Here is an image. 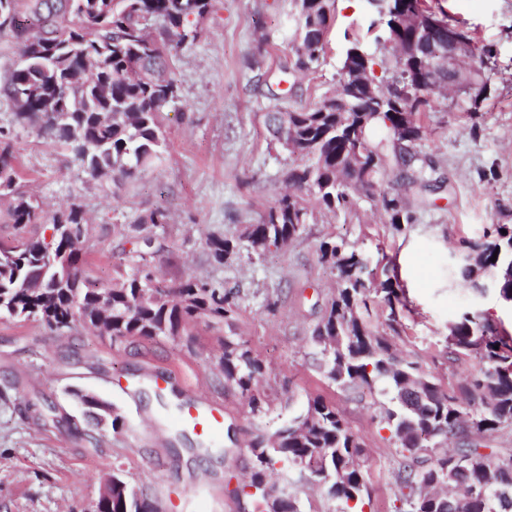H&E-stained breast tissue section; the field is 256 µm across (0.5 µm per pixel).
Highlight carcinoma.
Listing matches in <instances>:
<instances>
[{
  "instance_id": "cac0c4a2",
  "label": "carcinoma",
  "mask_w": 512,
  "mask_h": 512,
  "mask_svg": "<svg viewBox=\"0 0 512 512\" xmlns=\"http://www.w3.org/2000/svg\"><path fill=\"white\" fill-rule=\"evenodd\" d=\"M416 0H394L396 13L381 28L395 33L399 50L389 59L384 86L390 101L409 108L414 130L398 134L399 110H381L360 101L336 111V96L300 109L275 108L267 113L273 140L294 156L283 171L288 192L267 208L257 224L236 237L214 236L208 255L224 265L246 250L260 254L299 236L317 205L329 212L351 210L356 198L378 199L387 223L400 232L412 214L400 194L381 189L386 172L404 178L416 161L413 146L422 138L419 114L431 108V95L448 79L434 65L435 53L448 39V23L430 12L435 28L416 34L393 26L414 9ZM298 15L295 70L314 68L324 53L336 19V0H294ZM13 12L24 8L36 21L35 33L21 41V63L0 89L15 107L20 127L36 129L44 138L71 151L93 178L108 175L115 183L135 180L159 158L165 139L162 113L178 98L172 72V50L195 40L190 19L209 13L212 0H0ZM55 52V65L41 54ZM485 91L479 69L468 70L456 86ZM358 150L373 165L355 166ZM10 143L0 144V200H7L12 224L40 219L38 200L22 190ZM133 227L164 228L168 214L155 209L130 216ZM51 241L29 238L0 242V317L34 320L51 329L75 324L98 327L102 302L111 306V324L100 329L113 337L179 336L190 322L207 317L221 322L236 311V293L189 276L172 284L170 298L155 288L166 280L151 265L164 243L147 238L131 273L108 287L90 289L83 248L58 230L71 224L88 237L81 205L73 203L49 217ZM52 249L73 272L61 281L44 271L43 246ZM319 254L337 274L335 292L325 306L313 339L329 384L343 390L366 387L389 395L394 408L385 413L387 428L400 458L395 471L398 494L393 512H512V453L486 452L483 438L512 424V337L501 334L491 318L464 312L449 324L448 359L470 356L483 364L476 375L456 386L420 371L397 353L388 337L374 331L361 309L367 307V261L343 239L321 241ZM461 279L482 288L491 273L499 295L512 302V224H493L475 243L474 257L457 267ZM380 282L376 294L397 321L406 308L397 277ZM499 349H494V346ZM224 384L261 407L255 381L263 366L245 342L224 341L221 357ZM253 464L242 485L254 512H300L291 492L270 480L281 463L327 489L343 512H355L366 490L364 443L346 426L335 404L318 396L307 408L271 434L259 433L250 445ZM94 512H156L153 503L120 477L112 476L110 498L97 501Z\"/></svg>"
}]
</instances>
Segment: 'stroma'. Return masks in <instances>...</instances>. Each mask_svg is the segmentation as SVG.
<instances>
[{
    "mask_svg": "<svg viewBox=\"0 0 512 512\" xmlns=\"http://www.w3.org/2000/svg\"><path fill=\"white\" fill-rule=\"evenodd\" d=\"M428 2L478 48L490 49L487 59H472L487 90L475 102L457 90L433 94L414 146L423 187L407 188L391 175L383 180L413 215L400 233L363 198L347 213L314 211L298 238L264 253L217 266L206 251L210 237L238 235L282 192L281 172L292 158L273 141L266 114L333 94L345 33L370 23L366 0H336L324 53L303 75L293 69L292 0H212L195 23L198 38L173 52L179 99L162 117L163 159L121 186L89 178L71 154L16 126L12 104L0 94V131L14 148L25 190L45 214L77 201L91 220L90 279L108 285L125 275L138 238L129 215L162 207L172 222L167 249L153 262L158 274H190L238 292L233 319L199 318L185 335L152 340L115 341L80 326L52 330L0 318V512H90L102 481L115 474L165 512H243L250 501L240 489L255 435L287 424L319 395L365 441L364 512H392L397 456L383 421L391 402L329 385L312 342L336 286L335 270L319 259L320 242L346 239L372 268L393 262L407 306L392 327L383 304L370 298V324L444 385L480 369L469 357L448 360V326L458 315L486 313L512 333V302L494 285L478 291L451 273L454 256L480 241L485 228L512 224V0ZM228 339L247 342L263 362L262 412L224 385L219 359ZM159 378L176 402L145 399V387ZM79 391L110 403L119 428L88 418ZM195 397L222 407L233 432L208 443L206 457L202 439L176 422L181 404ZM277 477L301 512H341L321 485L282 466Z\"/></svg>",
    "mask_w": 512,
    "mask_h": 512,
    "instance_id": "obj_1",
    "label": "stroma"
}]
</instances>
